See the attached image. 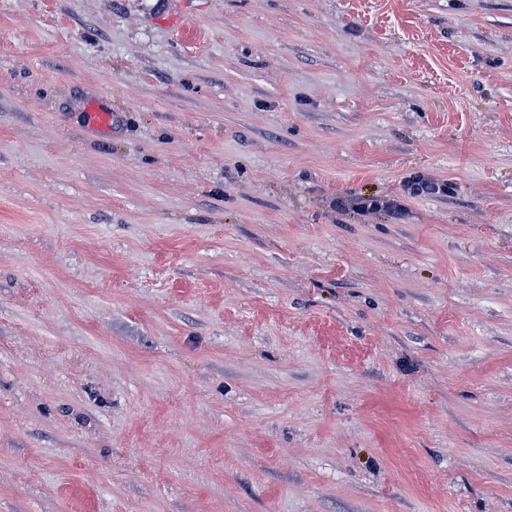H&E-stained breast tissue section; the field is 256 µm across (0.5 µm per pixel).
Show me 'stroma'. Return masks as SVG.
Wrapping results in <instances>:
<instances>
[{
	"label": "stroma",
	"mask_w": 512,
	"mask_h": 512,
	"mask_svg": "<svg viewBox=\"0 0 512 512\" xmlns=\"http://www.w3.org/2000/svg\"><path fill=\"white\" fill-rule=\"evenodd\" d=\"M0 512H512V0H0ZM114 113L103 103L92 101L85 108V119L89 126L101 131H108L116 118ZM405 191L413 196L420 195H445L448 193V184L439 183L423 174L415 175L404 184ZM348 205L363 215L383 212L389 216L397 217L404 210L402 200L398 196H355L348 199Z\"/></svg>",
	"instance_id": "stroma-1"
}]
</instances>
